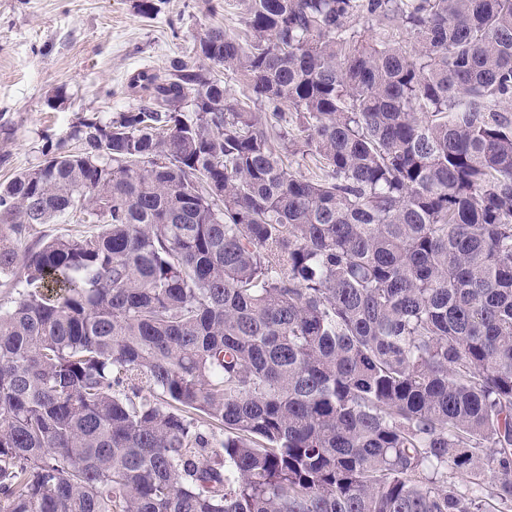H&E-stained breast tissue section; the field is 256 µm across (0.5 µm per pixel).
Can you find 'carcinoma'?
<instances>
[{
    "label": "carcinoma",
    "instance_id": "carcinoma-1",
    "mask_svg": "<svg viewBox=\"0 0 512 512\" xmlns=\"http://www.w3.org/2000/svg\"><path fill=\"white\" fill-rule=\"evenodd\" d=\"M241 2L0 184V512H512V0ZM353 24V29L358 32V35H364L370 41L378 43L385 40H395L399 41L407 51L412 49L411 39L408 38L405 32H402L394 21L371 18L366 12H361ZM84 217L77 211L61 217L55 224H34L26 230L25 243L46 241L61 234L78 237L96 233L98 227L87 223Z\"/></svg>",
    "mask_w": 512,
    "mask_h": 512
}]
</instances>
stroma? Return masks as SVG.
Returning a JSON list of instances; mask_svg holds the SVG:
<instances>
[{
    "mask_svg": "<svg viewBox=\"0 0 512 512\" xmlns=\"http://www.w3.org/2000/svg\"><path fill=\"white\" fill-rule=\"evenodd\" d=\"M0 0V181L68 140L78 118L139 106L130 88L194 54L209 27L244 29L238 0Z\"/></svg>",
    "mask_w": 512,
    "mask_h": 512,
    "instance_id": "35a3bbf8",
    "label": "stroma"
}]
</instances>
